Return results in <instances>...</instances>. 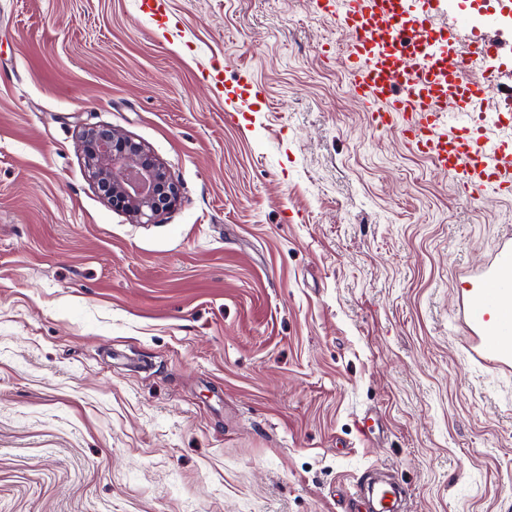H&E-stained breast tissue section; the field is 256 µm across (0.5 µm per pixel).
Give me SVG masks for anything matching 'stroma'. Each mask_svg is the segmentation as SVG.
I'll list each match as a JSON object with an SVG mask.
<instances>
[{"mask_svg":"<svg viewBox=\"0 0 512 512\" xmlns=\"http://www.w3.org/2000/svg\"><path fill=\"white\" fill-rule=\"evenodd\" d=\"M502 3L435 24L477 15L449 46L484 33L506 83ZM140 4L0 0V512H344L375 474L406 512H512V373L457 323L512 197L369 128L311 0ZM241 68L260 96L230 123ZM87 124L146 145L179 204L107 205Z\"/></svg>","mask_w":512,"mask_h":512,"instance_id":"stroma-1","label":"stroma"}]
</instances>
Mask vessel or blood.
<instances>
[{
  "mask_svg": "<svg viewBox=\"0 0 512 512\" xmlns=\"http://www.w3.org/2000/svg\"><path fill=\"white\" fill-rule=\"evenodd\" d=\"M435 2L420 0L419 9L410 10L403 0H315L321 15L350 34L342 63L352 95L371 108L370 127H399L412 151L472 193L489 189L511 196L512 144L489 143L475 105L488 94L512 99V84L494 82L490 67L482 76L466 75L461 64L438 51ZM452 106L470 116V126L451 128ZM466 291L459 307L472 359L511 370V242L501 246ZM403 493L400 487H357V512H399Z\"/></svg>",
  "mask_w": 512,
  "mask_h": 512,
  "instance_id": "1",
  "label": "vessel or blood"
}]
</instances>
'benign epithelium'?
<instances>
[{"instance_id": "7a95c632", "label": "benign epithelium", "mask_w": 512, "mask_h": 512, "mask_svg": "<svg viewBox=\"0 0 512 512\" xmlns=\"http://www.w3.org/2000/svg\"><path fill=\"white\" fill-rule=\"evenodd\" d=\"M79 142L89 177L113 209L150 222L179 202L164 163L134 138L106 126H85Z\"/></svg>"}]
</instances>
